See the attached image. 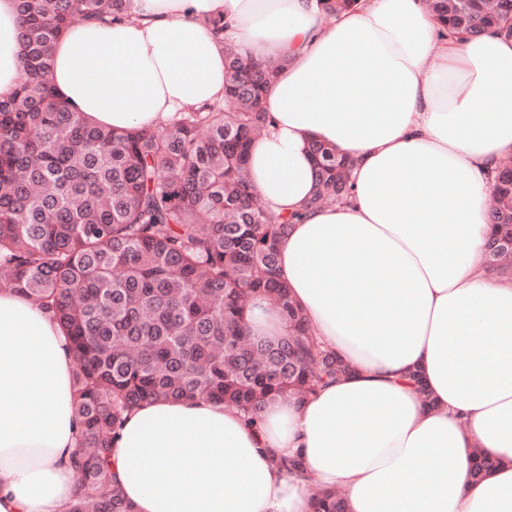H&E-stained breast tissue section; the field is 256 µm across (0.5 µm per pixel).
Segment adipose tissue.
I'll return each instance as SVG.
<instances>
[{"instance_id":"obj_1","label":"adipose tissue","mask_w":512,"mask_h":512,"mask_svg":"<svg viewBox=\"0 0 512 512\" xmlns=\"http://www.w3.org/2000/svg\"><path fill=\"white\" fill-rule=\"evenodd\" d=\"M19 33L0 0V100ZM228 41L282 64L249 177L299 213L278 274L351 372L254 425L205 398L143 404L114 439V480L135 512H311L316 484L348 512H512V283L482 272L488 176L512 156V40L447 35L426 0H359L329 24L316 0H131L127 19L54 42L53 81L100 127H154L223 98ZM315 140L355 161L343 203L308 205ZM72 365L57 324L0 291V512L79 492ZM479 452L502 465L473 484Z\"/></svg>"}]
</instances>
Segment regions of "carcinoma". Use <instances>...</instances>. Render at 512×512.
Masks as SVG:
<instances>
[{
    "mask_svg": "<svg viewBox=\"0 0 512 512\" xmlns=\"http://www.w3.org/2000/svg\"><path fill=\"white\" fill-rule=\"evenodd\" d=\"M449 32L512 39V0H427ZM22 74L0 100V291L45 311L74 355L81 492L62 512H134L110 471L114 434L149 400L210 398L250 419L285 393L304 399L349 373L311 333L277 275L288 213L256 194L249 145L269 125L263 94L281 62L225 43L224 99L163 131L103 129L62 102L51 47L70 25L127 17L129 0H16ZM358 0H317L329 18ZM309 206L345 200L353 162L313 141ZM483 271L512 281V167L490 180ZM262 297L288 325L250 334ZM498 466L479 456L471 480ZM313 512H346L316 487Z\"/></svg>",
    "mask_w": 512,
    "mask_h": 512,
    "instance_id": "cac0c4a2",
    "label": "carcinoma"
}]
</instances>
